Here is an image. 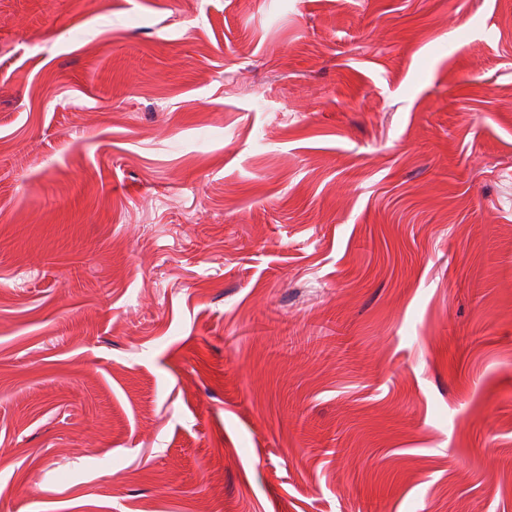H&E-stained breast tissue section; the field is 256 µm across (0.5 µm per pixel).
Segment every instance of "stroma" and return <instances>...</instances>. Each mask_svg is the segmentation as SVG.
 I'll return each mask as SVG.
<instances>
[{
    "label": "stroma",
    "mask_w": 512,
    "mask_h": 512,
    "mask_svg": "<svg viewBox=\"0 0 512 512\" xmlns=\"http://www.w3.org/2000/svg\"><path fill=\"white\" fill-rule=\"evenodd\" d=\"M0 512H512V0H0Z\"/></svg>",
    "instance_id": "1"
}]
</instances>
